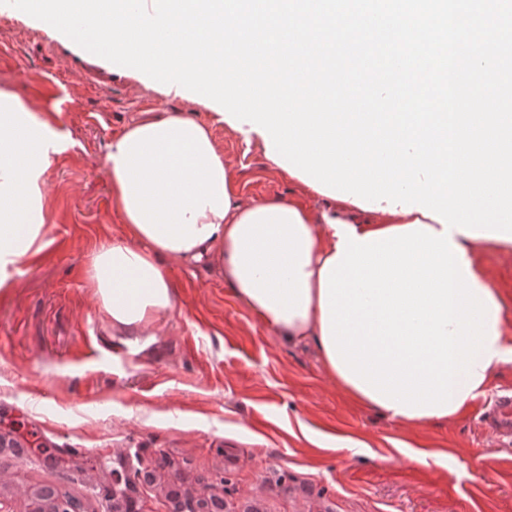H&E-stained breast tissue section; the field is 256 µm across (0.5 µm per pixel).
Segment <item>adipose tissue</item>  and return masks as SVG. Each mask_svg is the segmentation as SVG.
Returning <instances> with one entry per match:
<instances>
[{"mask_svg": "<svg viewBox=\"0 0 512 512\" xmlns=\"http://www.w3.org/2000/svg\"><path fill=\"white\" fill-rule=\"evenodd\" d=\"M73 142L56 113L34 111L14 92L0 89V288L23 262L50 246L53 207L45 190L51 165ZM110 196L127 233L95 246L85 266L113 328L138 331L172 308L167 260L216 259L232 293L260 321L291 340L322 345L321 271L335 258V223L358 237L420 223L444 226L420 211L393 214L390 223L363 216L359 206L337 201L313 219L304 205L280 198L242 205L236 198L206 123L180 113L137 120L113 135L105 155ZM481 298L500 301L478 254L512 242L472 237L456 230ZM491 359L477 357L472 376L460 377L455 417L465 415L489 390L494 369L512 362V322L497 311Z\"/></svg>", "mask_w": 512, "mask_h": 512, "instance_id": "adipose-tissue-1", "label": "adipose tissue"}]
</instances>
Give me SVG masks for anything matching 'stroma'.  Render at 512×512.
I'll use <instances>...</instances> for the list:
<instances>
[{"label":"stroma","instance_id":"1","mask_svg":"<svg viewBox=\"0 0 512 512\" xmlns=\"http://www.w3.org/2000/svg\"><path fill=\"white\" fill-rule=\"evenodd\" d=\"M0 88L58 106L76 146L46 176L52 245L0 289V500L30 512L53 490L112 512V473L148 479L135 512H176L178 497L223 512H512V445L479 407L440 425L397 423L352 400L311 343H291L234 297L215 265L169 261L173 308L124 343L83 276L96 243L124 235L111 204L109 139L146 112L210 123L239 202L329 203L272 163L257 134L215 122L110 61L83 57L30 18L0 13ZM479 259L512 321V250ZM315 442L303 439V431ZM343 438L361 447H339ZM430 452L401 462L400 444Z\"/></svg>","mask_w":512,"mask_h":512}]
</instances>
